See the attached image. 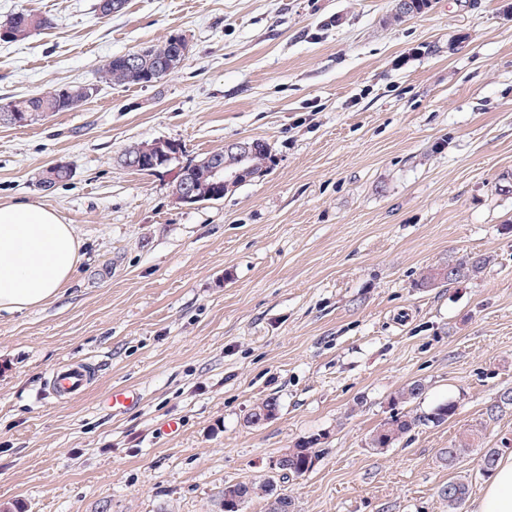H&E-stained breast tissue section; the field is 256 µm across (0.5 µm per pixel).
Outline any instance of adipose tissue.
<instances>
[{"instance_id":"ef3b65f1","label":"adipose tissue","mask_w":512,"mask_h":512,"mask_svg":"<svg viewBox=\"0 0 512 512\" xmlns=\"http://www.w3.org/2000/svg\"><path fill=\"white\" fill-rule=\"evenodd\" d=\"M80 246L54 208L0 204V312H21L63 295ZM475 512H512V454L498 460Z\"/></svg>"}]
</instances>
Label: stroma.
Returning <instances> with one entry per match:
<instances>
[{
	"label": "stroma",
	"mask_w": 512,
	"mask_h": 512,
	"mask_svg": "<svg viewBox=\"0 0 512 512\" xmlns=\"http://www.w3.org/2000/svg\"><path fill=\"white\" fill-rule=\"evenodd\" d=\"M0 0L50 26L0 41V101L64 84L96 94L33 126L0 125V203L54 208L82 243L62 297L0 313V512H222L224 487L271 474L319 438L315 467L277 482L297 512H448L452 475L487 483L482 449L512 453V0ZM181 36L182 66L149 87L102 83L110 56ZM259 138L266 176L176 203L181 166ZM177 162L139 173L125 148ZM63 160L52 188L37 173ZM473 278L420 287L465 256ZM94 374L51 395L67 363ZM421 398L392 405L406 383ZM115 387L140 394L113 410ZM273 398L275 418L253 425ZM395 446L393 414H430ZM179 420V435L164 425ZM480 429L455 466L440 458ZM156 149L158 152L160 162L158 160L145 159V164L147 168L144 172H152L157 171L161 168L168 167L171 161L177 159L179 155L177 144L171 140H161L156 143ZM162 161H167L169 164H165ZM455 412V403L448 401L439 404L430 414L422 416L423 419L421 416L393 415L372 431L368 445L370 448H381L380 450L393 447L420 422L440 425L447 422Z\"/></svg>",
	"instance_id": "35a3bbf8"
}]
</instances>
